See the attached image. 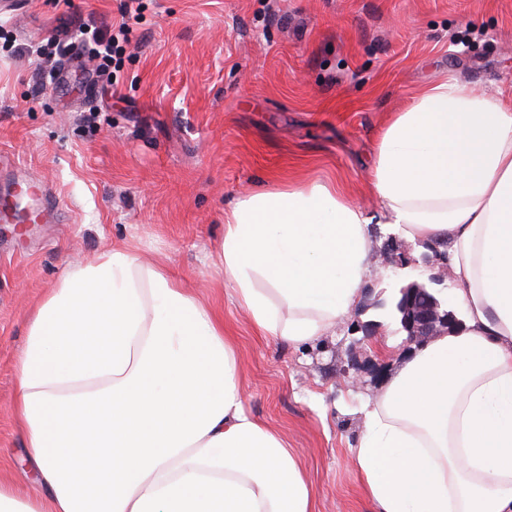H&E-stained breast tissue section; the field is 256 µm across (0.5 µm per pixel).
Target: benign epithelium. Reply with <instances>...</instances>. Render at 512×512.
<instances>
[{
	"label": "benign epithelium",
	"mask_w": 512,
	"mask_h": 512,
	"mask_svg": "<svg viewBox=\"0 0 512 512\" xmlns=\"http://www.w3.org/2000/svg\"><path fill=\"white\" fill-rule=\"evenodd\" d=\"M427 249L428 253L423 255V266L430 271L428 279L417 277L399 287L401 330L406 335V343L417 347L427 344L436 336L465 330L464 321L457 313L443 305L428 289L430 283H442L449 279L447 253L431 245Z\"/></svg>",
	"instance_id": "benign-epithelium-1"
}]
</instances>
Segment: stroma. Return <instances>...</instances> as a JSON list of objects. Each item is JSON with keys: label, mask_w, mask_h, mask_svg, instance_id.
Returning <instances> with one entry per match:
<instances>
[{"label": "stroma", "mask_w": 512, "mask_h": 512, "mask_svg": "<svg viewBox=\"0 0 512 512\" xmlns=\"http://www.w3.org/2000/svg\"><path fill=\"white\" fill-rule=\"evenodd\" d=\"M144 20L101 95L63 59L43 81L31 46L64 26L111 28L121 0H18L0 11V197L26 179L63 201L50 224L0 223V478L40 491L17 459L16 362L38 305L70 262L118 247L178 272L224 319L242 364L245 410L296 450L316 512H376L352 450L363 403L408 356L389 305L394 239L378 223L366 174L381 133L422 87L451 77L512 96V0H143ZM332 183L374 222L360 321L302 346L258 335L217 265L224 212L243 192ZM381 365L352 384L337 353Z\"/></svg>", "instance_id": "35a3bbf8"}]
</instances>
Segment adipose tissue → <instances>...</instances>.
Instances as JSON below:
<instances>
[{
    "instance_id": "obj_1",
    "label": "adipose tissue",
    "mask_w": 512,
    "mask_h": 512,
    "mask_svg": "<svg viewBox=\"0 0 512 512\" xmlns=\"http://www.w3.org/2000/svg\"><path fill=\"white\" fill-rule=\"evenodd\" d=\"M369 185L384 223L447 252L467 317L364 403L366 494L377 512H512V99L422 88ZM369 222L333 184L266 187L225 213L218 263L258 332L309 343L356 304ZM14 411L42 494L0 481V512H315L298 454L245 411L223 319L129 251L76 262L39 304ZM89 475L105 493L80 492Z\"/></svg>"
}]
</instances>
